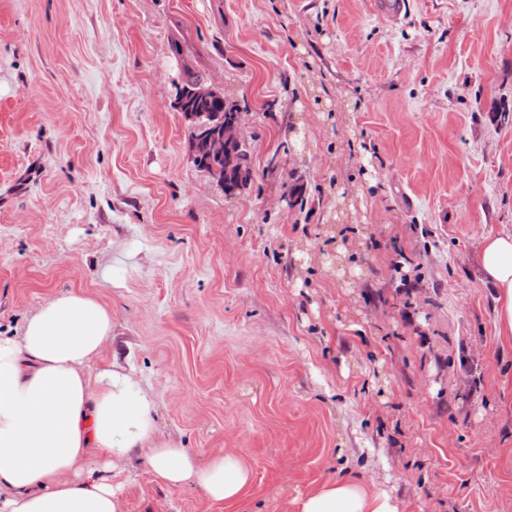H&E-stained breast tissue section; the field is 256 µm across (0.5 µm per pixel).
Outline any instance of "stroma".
Wrapping results in <instances>:
<instances>
[{
  "label": "stroma",
  "instance_id": "35a3bbf8",
  "mask_svg": "<svg viewBox=\"0 0 512 512\" xmlns=\"http://www.w3.org/2000/svg\"><path fill=\"white\" fill-rule=\"evenodd\" d=\"M0 0V332L112 310L158 437L253 468L238 503L143 454L121 512H291L351 477L400 512H512V0ZM245 110L251 177L198 167L179 61ZM190 136H191L192 148H193L194 155H195V161H196L197 165L204 168L212 177L214 176V178L217 180L218 183L223 182L224 189L231 190L236 187H239L242 184L247 183V181H245V180L240 182L236 178V175L233 173H226V171H224V166H222L219 173L213 171V169L210 165V162L206 158L205 154L200 153V147H199L200 132H197V130H192L190 133ZM480 261L496 294L499 336L512 341V230L485 236L480 242Z\"/></svg>",
  "mask_w": 512,
  "mask_h": 512
}]
</instances>
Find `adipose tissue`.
<instances>
[{"label":"adipose tissue","instance_id":"adipose-tissue-1","mask_svg":"<svg viewBox=\"0 0 512 512\" xmlns=\"http://www.w3.org/2000/svg\"><path fill=\"white\" fill-rule=\"evenodd\" d=\"M493 285L498 333L512 341V230L480 242ZM112 335V311L68 291L40 307L18 333L0 335V512H121V487L90 462L145 452L167 485L195 484L215 502L239 499L252 483L233 453L207 461L155 436V403L131 374L98 367ZM294 512H399L388 491L340 479L293 501Z\"/></svg>","mask_w":512,"mask_h":512}]
</instances>
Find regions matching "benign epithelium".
<instances>
[{
    "mask_svg": "<svg viewBox=\"0 0 512 512\" xmlns=\"http://www.w3.org/2000/svg\"><path fill=\"white\" fill-rule=\"evenodd\" d=\"M190 96L198 101L221 100L224 102V112L232 113L229 118H224L223 112L217 113L213 121L220 125L215 131H206L202 135L207 155L216 161H222L227 165L237 163L233 148L246 142L243 129L242 110L233 102L224 98L222 88L213 84L202 83L192 89Z\"/></svg>",
    "mask_w": 512,
    "mask_h": 512,
    "instance_id": "benign-epithelium-1",
    "label": "benign epithelium"
}]
</instances>
